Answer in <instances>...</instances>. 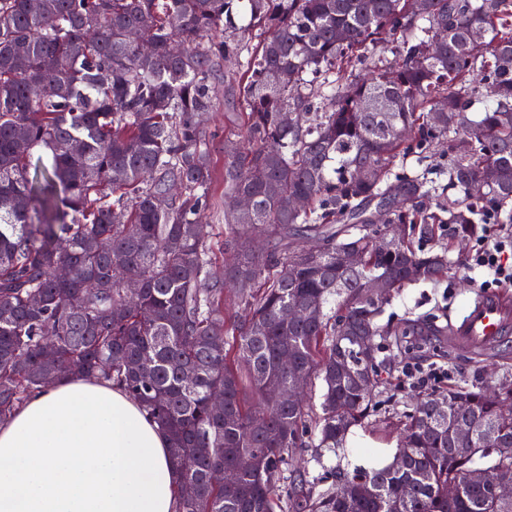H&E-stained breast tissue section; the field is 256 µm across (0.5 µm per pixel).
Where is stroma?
I'll return each instance as SVG.
<instances>
[{
  "instance_id": "stroma-1",
  "label": "stroma",
  "mask_w": 512,
  "mask_h": 512,
  "mask_svg": "<svg viewBox=\"0 0 512 512\" xmlns=\"http://www.w3.org/2000/svg\"><path fill=\"white\" fill-rule=\"evenodd\" d=\"M225 76L215 84L216 105L213 112L204 115L203 127L206 144L215 164L212 197L214 206L207 212L204 231L216 263L224 261V128L230 120L238 119V111L227 104L226 78L235 77L237 64L228 61L224 65ZM498 287L483 271L463 266L460 273L435 284H419L405 288L395 294L380 318L381 324L402 327L409 323L418 324L429 316L439 315L440 326H447L450 317L458 315L474 297L483 293L497 292ZM434 348H424L408 356L399 355L396 348L383 345L377 354L378 363L390 369L392 379L382 389L380 398L386 408H402L418 394L441 391L443 385L455 382H476L479 377H499L512 374V341L505 343L499 352L484 354L471 353L459 348L452 349L450 355H443L441 348L447 345L445 336H434ZM423 368L437 369L444 378L439 383L411 385L407 374ZM351 445L330 453L315 445L297 451L291 461L292 468L303 470L317 491H325L335 486L334 469L341 468L352 472L357 470L355 461L358 447L368 446L375 451L394 452L396 442L380 437L373 424L353 428L350 432Z\"/></svg>"
}]
</instances>
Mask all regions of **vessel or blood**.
Returning <instances> with one entry per match:
<instances>
[{
    "label": "vessel or blood",
    "instance_id": "1",
    "mask_svg": "<svg viewBox=\"0 0 512 512\" xmlns=\"http://www.w3.org/2000/svg\"><path fill=\"white\" fill-rule=\"evenodd\" d=\"M512 337V294L499 292L476 298L449 332L457 347L485 353L501 347Z\"/></svg>",
    "mask_w": 512,
    "mask_h": 512
}]
</instances>
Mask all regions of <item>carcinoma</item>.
<instances>
[{"label":"carcinoma","instance_id":"carcinoma-1","mask_svg":"<svg viewBox=\"0 0 512 512\" xmlns=\"http://www.w3.org/2000/svg\"><path fill=\"white\" fill-rule=\"evenodd\" d=\"M131 29L151 51L126 39ZM229 59L248 147L224 133L231 262L220 268L202 226L213 162L200 118ZM36 83L60 94L35 99ZM479 99L491 105L473 119ZM439 138L448 208L404 167ZM242 195L247 213L234 205ZM511 223L512 0H0V423L48 378L123 386L169 435L176 512H512V483L464 481L512 470L499 451L512 448V384L451 385L385 416L375 400L391 297L448 277L463 264L457 241ZM245 235L279 247L235 252ZM380 276L391 288L372 298L366 284ZM227 287L246 318L224 315ZM290 306L305 313L285 323ZM315 379L318 413L271 400ZM371 418L397 441L391 463L338 469L323 492L293 470L278 497L310 421L317 447L334 452ZM459 425L474 433L466 450L450 446ZM237 464V483L212 482Z\"/></svg>","mask_w":512,"mask_h":512}]
</instances>
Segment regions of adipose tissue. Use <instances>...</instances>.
<instances>
[{"label": "adipose tissue", "mask_w": 512, "mask_h": 512, "mask_svg": "<svg viewBox=\"0 0 512 512\" xmlns=\"http://www.w3.org/2000/svg\"><path fill=\"white\" fill-rule=\"evenodd\" d=\"M169 448L122 388L61 378L0 425V512H173Z\"/></svg>", "instance_id": "ef3b65f1"}]
</instances>
